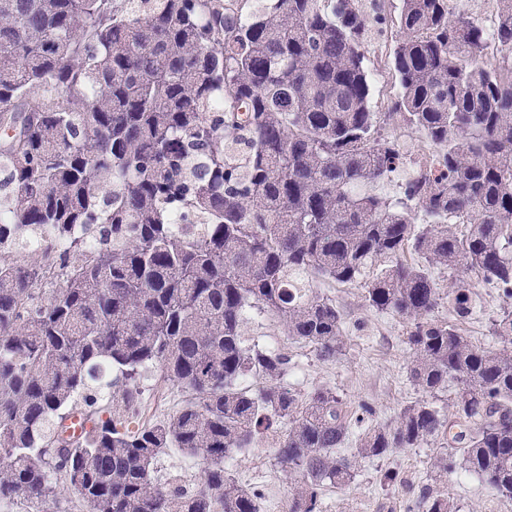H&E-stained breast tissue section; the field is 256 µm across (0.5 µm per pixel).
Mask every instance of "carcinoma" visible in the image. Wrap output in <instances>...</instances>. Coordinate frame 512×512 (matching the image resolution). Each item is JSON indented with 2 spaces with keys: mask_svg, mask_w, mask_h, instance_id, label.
<instances>
[{
  "mask_svg": "<svg viewBox=\"0 0 512 512\" xmlns=\"http://www.w3.org/2000/svg\"><path fill=\"white\" fill-rule=\"evenodd\" d=\"M248 2L0 0V500L51 512L61 481L87 512H262L224 459L268 434L299 479L288 512H321V489L361 461L442 435L459 456L440 473L512 499V311L493 327L505 348L477 346L458 325L470 283H452L454 320H438L430 272L512 297V0L486 21L452 0H398L390 19L362 0ZM372 21L401 32L388 115L433 149L394 200L367 190L405 159L371 110ZM381 261L365 298L408 321L415 385L459 383L454 421L416 402L343 455L361 417L329 388L298 399L288 356L247 343L248 313L333 359L342 317L313 280L354 284ZM149 365L191 397L132 431ZM106 368L123 386L112 414L86 412L90 429L60 444ZM248 375L259 385L239 387ZM171 448L200 459L196 489L154 477ZM421 503L456 512L431 488Z\"/></svg>",
  "mask_w": 512,
  "mask_h": 512,
  "instance_id": "1",
  "label": "carcinoma"
}]
</instances>
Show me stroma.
I'll list each match as a JSON object with an SVG mask.
<instances>
[{"mask_svg":"<svg viewBox=\"0 0 512 512\" xmlns=\"http://www.w3.org/2000/svg\"><path fill=\"white\" fill-rule=\"evenodd\" d=\"M385 130L399 138L407 164L377 184L375 191L395 198L420 158L431 153L432 147L423 131L407 126L401 117L388 121ZM469 282L475 304L462 331L478 346L500 349L492 322L504 309L512 307V301L496 285L474 276ZM317 289L335 300L344 315L343 343L336 359H320L312 346L287 336L276 320L255 316L249 324L250 343L288 355L290 371L286 383L295 394L303 396L314 388L327 387L336 391L350 410L369 405L371 411L365 414L363 423L351 425L354 434L365 426L391 424L400 409L421 400L432 403L441 415H452L456 384L429 393L415 386L409 377L405 319L370 307L363 284L321 281ZM137 383L139 406L129 420L133 429L168 420L189 397L184 389L165 380L155 366L142 369ZM448 451L447 441L441 439L364 460L348 485L324 488L323 512H420L419 497L426 487L447 493L459 512H512V499L495 495L476 477L462 471L439 475L436 460ZM389 470L398 472L397 484L383 483L382 477ZM229 473L243 487L261 492L263 512H288L294 482L277 465L271 441L258 440L246 452L235 455ZM154 474L160 482L191 488L200 481L201 464L198 458L174 448L156 459Z\"/></svg>","mask_w":512,"mask_h":512,"instance_id":"35a3bbf8","label":"stroma"}]
</instances>
